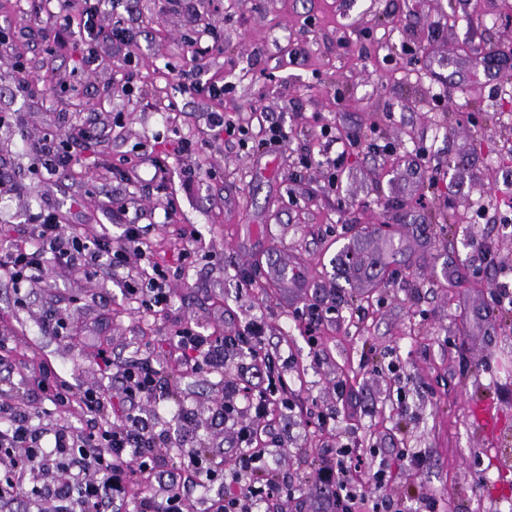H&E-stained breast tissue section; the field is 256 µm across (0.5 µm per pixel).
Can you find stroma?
<instances>
[{"label":"stroma","instance_id":"obj_1","mask_svg":"<svg viewBox=\"0 0 512 512\" xmlns=\"http://www.w3.org/2000/svg\"><path fill=\"white\" fill-rule=\"evenodd\" d=\"M195 7L222 45L200 77L229 82L224 111L247 129V145L213 140L214 103L177 93L170 65L193 27L170 0H131L122 18L133 41L98 42L94 70L81 65L83 34L47 53L61 22L57 0H0L10 33L0 45V176L14 185L0 192V248L23 241L21 225L49 208L67 229L109 234L116 247L133 217L168 270L171 295L165 312L148 315L108 274L89 282L51 267L19 307L0 277V400L82 427L80 401L56 410L41 391L43 368L75 389H105L118 407L119 385L96 352L111 351L118 366L149 356L171 371L194 420L176 423L170 401L152 414L229 464L239 445L214 420L222 376L185 372L167 338L186 322L231 335L261 317L295 404L270 416L264 435L270 466L296 490L278 512H316L312 459L346 443L388 464L384 492L401 512H421L424 495L441 512H502L512 452L488 446L469 409L493 401L512 436V313L491 299L512 283V209L503 205L512 200V0ZM130 56L138 67L127 94ZM19 58L35 96L16 90ZM264 125L283 126L287 141H263ZM77 126L94 133L89 159L52 175L38 169L32 143ZM354 133L358 144L343 147ZM181 138L191 154L175 152ZM188 164L200 176L187 185ZM186 248L194 258L184 265ZM292 255L306 261L299 304L336 309L313 343L296 306L265 281ZM244 271L255 287L242 286ZM52 314L65 318L69 338L54 335ZM320 413L326 426L313 422ZM403 448L423 465L398 458Z\"/></svg>","mask_w":512,"mask_h":512}]
</instances>
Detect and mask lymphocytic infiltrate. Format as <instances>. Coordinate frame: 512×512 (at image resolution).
I'll use <instances>...</instances> for the list:
<instances>
[{
    "label": "lymphocytic infiltrate",
    "instance_id": "lymphocytic-infiltrate-1",
    "mask_svg": "<svg viewBox=\"0 0 512 512\" xmlns=\"http://www.w3.org/2000/svg\"><path fill=\"white\" fill-rule=\"evenodd\" d=\"M101 0H62L64 12L60 33L79 29L90 40L103 39L128 43L132 32L121 22L111 29L98 23ZM87 129L50 131L33 147L41 169L55 173L76 159L75 147L89 141ZM27 246L0 249V274L8 275L15 289L36 280L45 263L65 267L83 278L97 277L101 269L118 272L130 257L148 263V272L138 278L122 280L128 296L138 299L142 311H162L168 300L167 272L153 261L145 249V228L136 219L127 220L124 244L113 247L107 236L88 239L81 233L65 231L55 212H40L26 230ZM265 323L248 322L236 334L212 338L185 324L169 336L184 363L196 372H221L230 352L249 358V366L258 375L259 384L245 381L243 376L224 379V401L220 408L223 421L237 430L240 451L231 468L210 458L201 443L172 438L167 430L145 409L147 403L164 396L162 368L152 361L139 359L118 368L115 377L123 395L122 412L110 420L112 404L104 390L89 387L75 393L73 386L53 369H45L40 388L55 407L64 408L80 399L88 417L85 428L77 430L65 424L36 428L30 425L26 412L9 403H0V503L17 499L25 483L36 486L35 492L50 512H108L113 502L125 498L130 484L152 478L159 472L164 458L162 449L178 448L180 473L172 477L165 497L141 499L137 512H187L186 484L199 487L225 481L222 497L212 512H257L273 507L295 495L287 479L279 477L261 448V425L273 410H289L293 402L290 387L275 358L264 350ZM60 474L56 483L43 484L39 475L46 466ZM387 469L378 466L369 480H362L352 470L351 451L340 448L329 463L315 472V483L326 500V512H390L392 500L384 495L368 497L367 484L385 487Z\"/></svg>",
    "mask_w": 512,
    "mask_h": 512
}]
</instances>
